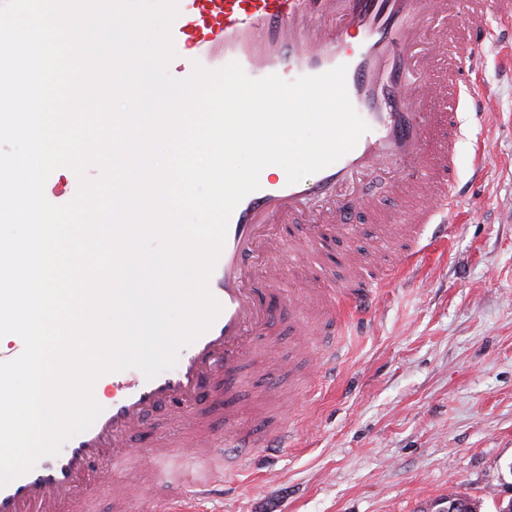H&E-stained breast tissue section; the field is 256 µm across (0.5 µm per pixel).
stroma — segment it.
Instances as JSON below:
<instances>
[{
    "label": "stroma",
    "mask_w": 512,
    "mask_h": 512,
    "mask_svg": "<svg viewBox=\"0 0 512 512\" xmlns=\"http://www.w3.org/2000/svg\"><path fill=\"white\" fill-rule=\"evenodd\" d=\"M488 25L475 85L490 89L494 109L463 127L460 218L418 225L409 269L380 289L373 314L315 336L336 351L324 383L308 382L313 364L289 324L307 316L305 290L339 286L346 270L288 267L265 356L294 364L290 393L255 377L238 427L261 433L251 408L279 399L300 409L293 445L272 456L254 449L245 465L228 449L224 494L200 512H433L455 493L495 512L512 497V73L501 67L512 24L492 15ZM363 190L383 208L358 216L350 238L375 256L401 202L382 175Z\"/></svg>",
    "instance_id": "35a3bbf8"
}]
</instances>
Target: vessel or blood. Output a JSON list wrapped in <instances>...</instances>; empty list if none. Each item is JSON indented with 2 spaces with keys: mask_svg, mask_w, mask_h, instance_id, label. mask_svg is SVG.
I'll return each mask as SVG.
<instances>
[{
  "mask_svg": "<svg viewBox=\"0 0 512 512\" xmlns=\"http://www.w3.org/2000/svg\"><path fill=\"white\" fill-rule=\"evenodd\" d=\"M491 9L512 16V0H179L172 37L188 44L189 52L173 64L175 78L189 76L197 63L218 69L235 61L251 78L275 74L287 81L343 65L350 102L368 130L311 181L260 176L259 189L241 200L228 223L210 279L222 311L210 329L174 372L150 381H126L118 372L101 376V383L120 386V396L58 455L41 458L0 488V512H73L79 494L90 502L103 493L130 502L167 476L174 458L182 468L164 500L166 512H178L184 487L196 500L223 487L224 449L241 440L204 426L225 396L244 385L245 370L259 354L258 339L269 334L274 313L265 295L284 272L274 256L284 253L303 263L313 253L299 236L282 247L280 225L309 214L314 223L348 233L353 214L379 208L373 196L349 192L350 182L388 168L395 171L399 196L422 194L407 223L430 224L439 214L455 219L460 102L468 100L472 112L492 109L490 92L473 93L465 71L490 35ZM407 265L406 256H398L379 273L306 295L305 303L340 323L358 312L373 313L378 289ZM160 408L178 421L191 418V428L156 438L137 481L115 480L112 469L127 460L132 436ZM253 445L289 447L287 423L274 421ZM201 457L208 465L199 473L195 462ZM90 469L96 479L83 484Z\"/></svg>",
  "mask_w": 512,
  "mask_h": 512,
  "instance_id": "1",
  "label": "vessel or blood"
}]
</instances>
